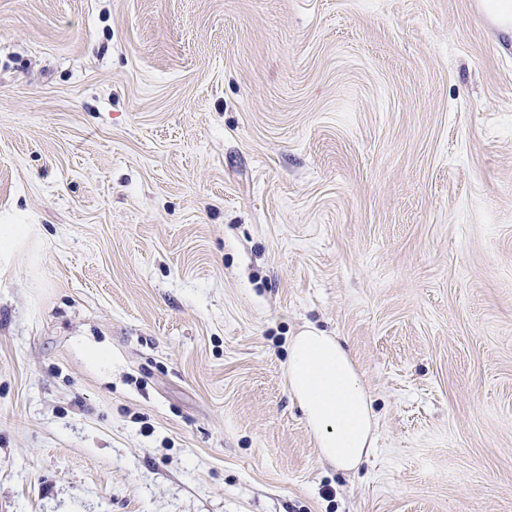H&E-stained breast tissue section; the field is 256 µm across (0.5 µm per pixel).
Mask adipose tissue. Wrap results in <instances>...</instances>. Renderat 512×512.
Segmentation results:
<instances>
[{
    "instance_id": "adipose-tissue-1",
    "label": "adipose tissue",
    "mask_w": 512,
    "mask_h": 512,
    "mask_svg": "<svg viewBox=\"0 0 512 512\" xmlns=\"http://www.w3.org/2000/svg\"><path fill=\"white\" fill-rule=\"evenodd\" d=\"M288 386L321 456L337 470L357 469L374 452L370 396L337 337L314 328L292 337Z\"/></svg>"
}]
</instances>
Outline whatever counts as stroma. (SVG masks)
I'll return each instance as SVG.
<instances>
[{"label": "stroma", "mask_w": 512, "mask_h": 512, "mask_svg": "<svg viewBox=\"0 0 512 512\" xmlns=\"http://www.w3.org/2000/svg\"><path fill=\"white\" fill-rule=\"evenodd\" d=\"M492 0H0V512H512ZM376 419L323 460L288 341ZM288 386L320 455L352 471L375 450L376 420L359 372L336 336L309 328L288 345Z\"/></svg>", "instance_id": "1"}]
</instances>
